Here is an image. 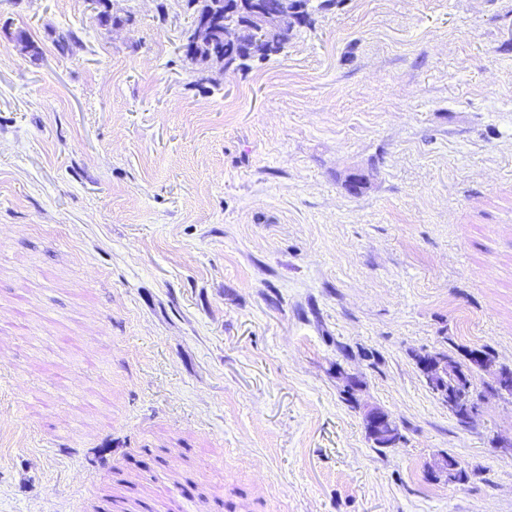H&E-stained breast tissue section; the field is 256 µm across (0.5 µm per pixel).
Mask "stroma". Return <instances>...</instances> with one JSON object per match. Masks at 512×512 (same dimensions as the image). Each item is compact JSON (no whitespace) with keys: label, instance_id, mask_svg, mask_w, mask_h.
I'll list each match as a JSON object with an SVG mask.
<instances>
[{"label":"stroma","instance_id":"obj_1","mask_svg":"<svg viewBox=\"0 0 512 512\" xmlns=\"http://www.w3.org/2000/svg\"><path fill=\"white\" fill-rule=\"evenodd\" d=\"M97 13L0 0V512H512V401L413 359L512 367V0H336L225 72L188 0ZM423 353L416 362L423 382L429 388L436 399L448 407V412L457 415L459 409L467 402L469 394L466 390L448 391V377L454 373L453 359L448 358V350H438ZM364 424L370 441L374 439L377 447H395V445L400 442L399 438L383 441L395 436L397 434L396 428L398 427L396 420L385 410L377 406L366 407L364 412ZM448 453H441L433 458L432 462H430L427 466V474L434 481L444 482H456L454 479L455 473L460 470H464L459 461L456 459H448ZM448 460L450 462V467L448 471Z\"/></svg>","mask_w":512,"mask_h":512}]
</instances>
